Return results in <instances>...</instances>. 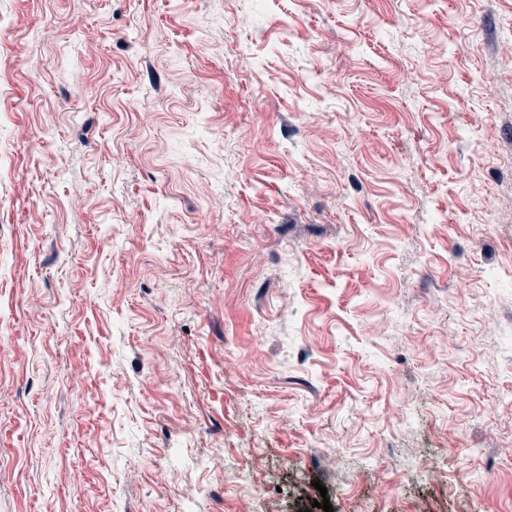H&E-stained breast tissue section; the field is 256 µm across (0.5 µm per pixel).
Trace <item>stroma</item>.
Returning a JSON list of instances; mask_svg holds the SVG:
<instances>
[{
    "mask_svg": "<svg viewBox=\"0 0 512 512\" xmlns=\"http://www.w3.org/2000/svg\"><path fill=\"white\" fill-rule=\"evenodd\" d=\"M512 512V0H0V512Z\"/></svg>",
    "mask_w": 512,
    "mask_h": 512,
    "instance_id": "35a3bbf8",
    "label": "stroma"
}]
</instances>
